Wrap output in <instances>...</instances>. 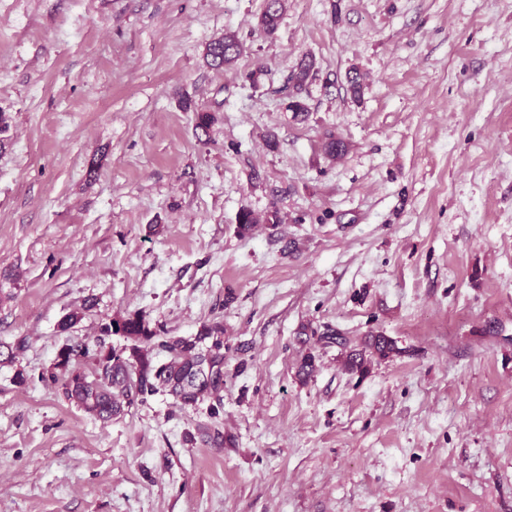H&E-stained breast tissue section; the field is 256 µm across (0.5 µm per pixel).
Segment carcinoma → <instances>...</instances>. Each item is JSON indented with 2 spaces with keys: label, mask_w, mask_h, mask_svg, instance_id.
Returning a JSON list of instances; mask_svg holds the SVG:
<instances>
[{
  "label": "carcinoma",
  "mask_w": 512,
  "mask_h": 512,
  "mask_svg": "<svg viewBox=\"0 0 512 512\" xmlns=\"http://www.w3.org/2000/svg\"><path fill=\"white\" fill-rule=\"evenodd\" d=\"M285 10V0H265L258 26L275 33ZM243 46L232 32L214 38L207 46L205 62L215 71L232 65ZM314 71V61L304 57L288 80V110L305 113L308 106L302 92ZM123 344L115 346L112 337ZM394 342L372 335L366 350L351 351L344 360L345 371L365 374L372 359H386ZM224 327L204 325L194 336H162L139 313L115 316L99 327L91 341H68L57 352L49 374L39 379L61 383L65 397L103 421L125 415L129 409L147 403L148 398L167 392L182 407L209 402L210 423L196 424L201 440L212 448L224 447L219 428L224 409Z\"/></svg>",
  "instance_id": "cac0c4a2"
}]
</instances>
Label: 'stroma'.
<instances>
[{"label": "stroma", "instance_id": "1", "mask_svg": "<svg viewBox=\"0 0 512 512\" xmlns=\"http://www.w3.org/2000/svg\"><path fill=\"white\" fill-rule=\"evenodd\" d=\"M264 4L0 0V512H512V0ZM78 307L222 324L228 444L40 382ZM305 328L396 350L303 384ZM285 2V0H265L264 10L258 20V26L264 33L268 35L275 33L285 10ZM242 51L243 46L237 36L224 32L208 44L204 56L206 65L215 71H224L238 59ZM314 61L310 57H304L298 63L288 80V110L296 113H305L308 106L301 94L314 71Z\"/></svg>", "mask_w": 512, "mask_h": 512}]
</instances>
